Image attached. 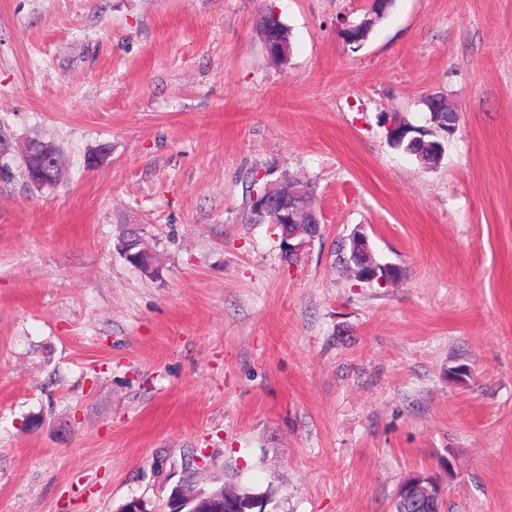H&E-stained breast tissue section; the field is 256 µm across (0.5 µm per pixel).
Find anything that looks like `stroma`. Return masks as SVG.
<instances>
[{
  "label": "stroma",
  "instance_id": "stroma-1",
  "mask_svg": "<svg viewBox=\"0 0 512 512\" xmlns=\"http://www.w3.org/2000/svg\"><path fill=\"white\" fill-rule=\"evenodd\" d=\"M369 7L0 0V126L66 159L50 189L0 173V512L160 508L188 479L392 512L422 471L443 512H512V0H395L348 44ZM431 94L459 123L428 168L387 130L432 129ZM261 176L313 189L296 261L248 220ZM358 228L400 278L338 267Z\"/></svg>",
  "mask_w": 512,
  "mask_h": 512
}]
</instances>
